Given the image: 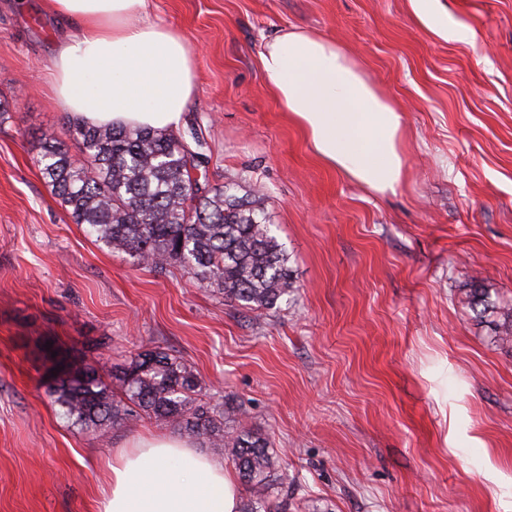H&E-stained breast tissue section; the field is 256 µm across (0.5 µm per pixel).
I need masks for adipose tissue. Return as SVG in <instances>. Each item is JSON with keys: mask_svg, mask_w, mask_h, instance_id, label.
Masks as SVG:
<instances>
[{"mask_svg": "<svg viewBox=\"0 0 512 512\" xmlns=\"http://www.w3.org/2000/svg\"><path fill=\"white\" fill-rule=\"evenodd\" d=\"M79 23L53 60L58 102L80 122L177 130L194 83L184 36L151 20L147 0H51ZM268 83L312 153L371 192L396 193L407 174L402 113L335 41L300 28L270 38ZM99 512H236L238 482L218 459L174 436H144L112 457Z\"/></svg>", "mask_w": 512, "mask_h": 512, "instance_id": "1", "label": "adipose tissue"}]
</instances>
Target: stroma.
<instances>
[{
    "mask_svg": "<svg viewBox=\"0 0 512 512\" xmlns=\"http://www.w3.org/2000/svg\"><path fill=\"white\" fill-rule=\"evenodd\" d=\"M183 34L210 185L256 189L297 292L250 310L95 243L35 163L72 115L50 90L47 0H0V512H98L113 453L172 427L85 432L46 391L56 350L103 381L139 351L192 366L271 441L288 512H512V0H149ZM350 51L404 114L408 175L380 196L311 152L262 71L281 30ZM466 293L468 303L479 320L494 326L496 340L512 346V307L500 306L492 300L490 288L484 280L473 279Z\"/></svg>",
    "mask_w": 512,
    "mask_h": 512,
    "instance_id": "obj_1",
    "label": "stroma"
}]
</instances>
